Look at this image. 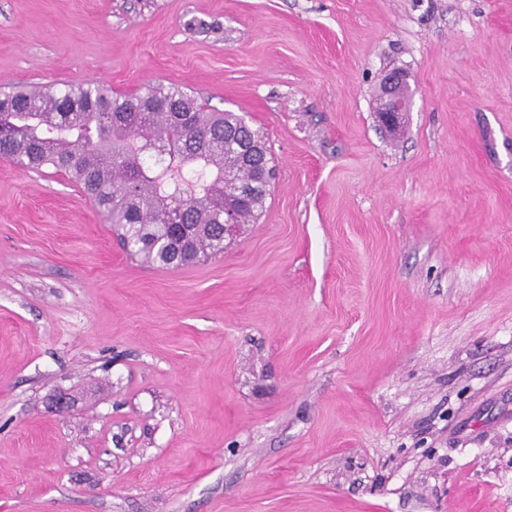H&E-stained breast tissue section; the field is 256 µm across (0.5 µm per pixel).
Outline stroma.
I'll use <instances>...</instances> for the list:
<instances>
[{
  "label": "stroma",
  "instance_id": "stroma-1",
  "mask_svg": "<svg viewBox=\"0 0 512 512\" xmlns=\"http://www.w3.org/2000/svg\"><path fill=\"white\" fill-rule=\"evenodd\" d=\"M92 80L276 177L166 269L0 159V512H512V0H0V85ZM402 76L398 71L389 72L381 87L380 104H382L381 110V123L389 130L396 131L401 125L403 119V112H408V98L403 95H407L408 88L403 81L401 85Z\"/></svg>",
  "mask_w": 512,
  "mask_h": 512
}]
</instances>
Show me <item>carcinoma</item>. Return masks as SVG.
Here are the masks:
<instances>
[{
	"label": "carcinoma",
	"instance_id": "obj_1",
	"mask_svg": "<svg viewBox=\"0 0 512 512\" xmlns=\"http://www.w3.org/2000/svg\"><path fill=\"white\" fill-rule=\"evenodd\" d=\"M168 155L146 164L150 151ZM0 158L65 173L130 255L159 267L224 252V204L256 223L275 175L268 135L178 85L122 95L98 82L0 90Z\"/></svg>",
	"mask_w": 512,
	"mask_h": 512
}]
</instances>
